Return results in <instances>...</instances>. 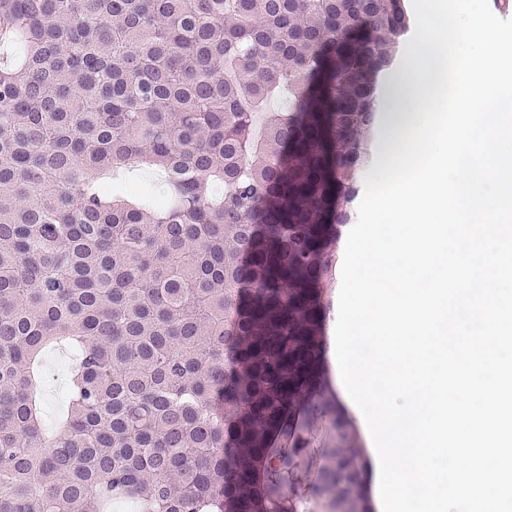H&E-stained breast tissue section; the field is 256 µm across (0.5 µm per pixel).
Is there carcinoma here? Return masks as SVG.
<instances>
[{"instance_id":"1","label":"carcinoma","mask_w":512,"mask_h":512,"mask_svg":"<svg viewBox=\"0 0 512 512\" xmlns=\"http://www.w3.org/2000/svg\"><path fill=\"white\" fill-rule=\"evenodd\" d=\"M410 27L405 0H0V512H367L322 315ZM73 360L74 354L64 348L51 350L44 357L42 403L44 423L47 429H52L56 420L67 410L68 376ZM56 365L63 367L65 376L58 382H52L49 379L48 373Z\"/></svg>"}]
</instances>
